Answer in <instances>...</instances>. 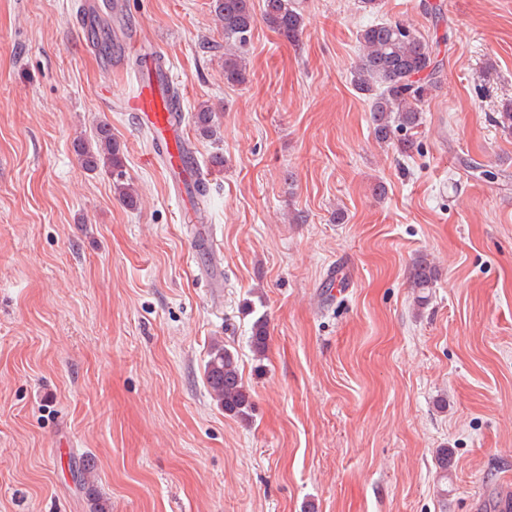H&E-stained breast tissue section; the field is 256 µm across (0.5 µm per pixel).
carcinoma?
<instances>
[{"label": "carcinoma", "mask_w": 512, "mask_h": 512, "mask_svg": "<svg viewBox=\"0 0 512 512\" xmlns=\"http://www.w3.org/2000/svg\"><path fill=\"white\" fill-rule=\"evenodd\" d=\"M261 2L262 8L258 10L255 0H212V12L224 30V80L230 83H242L246 79V63L241 50L257 20H262L290 43L298 41L302 35L305 19L293 0ZM88 38L103 54L111 53L109 27L103 25L91 30ZM358 39L362 53L351 72V84L370 101V122L376 140L395 142L405 153L414 145L406 132L422 124L420 104L437 84L432 47L412 28L397 22L367 26L360 31ZM193 123L201 135H217V112L213 106H199L193 114ZM74 149L85 170L116 172L117 180L113 186L119 201L129 208L137 206L133 188L122 180V149L112 137L108 122H98L93 137L75 141ZM437 277L438 270L427 256H418L412 264L410 279L420 303L428 301L429 290ZM268 340L267 319L261 314L251 326L249 343L254 359H264ZM204 378L224 413L244 420L252 416L253 403L243 383L237 353L220 344L213 345L204 365Z\"/></svg>", "instance_id": "1"}]
</instances>
